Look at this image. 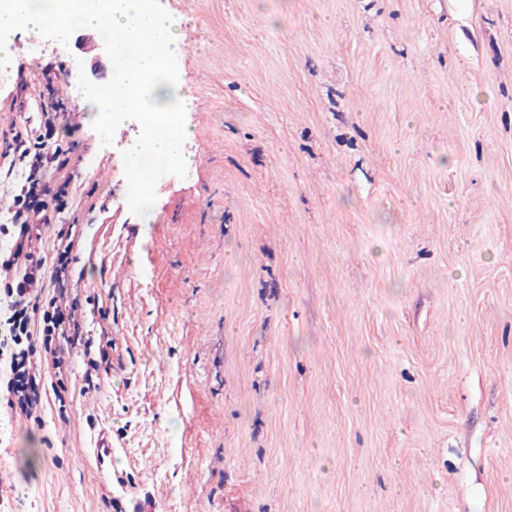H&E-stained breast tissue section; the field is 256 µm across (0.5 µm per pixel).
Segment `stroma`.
Returning <instances> with one entry per match:
<instances>
[{
	"label": "stroma",
	"mask_w": 512,
	"mask_h": 512,
	"mask_svg": "<svg viewBox=\"0 0 512 512\" xmlns=\"http://www.w3.org/2000/svg\"><path fill=\"white\" fill-rule=\"evenodd\" d=\"M156 6L194 136L145 210L140 128L103 151L87 119L109 54L0 36V135L62 114L31 247L79 239L87 329L40 421L0 394V512H512V0ZM91 453L98 468L112 465V438L109 431L101 429L92 439Z\"/></svg>",
	"instance_id": "1"
}]
</instances>
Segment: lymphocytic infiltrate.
I'll return each instance as SVG.
<instances>
[{"instance_id": "obj_1", "label": "lymphocytic infiltrate", "mask_w": 512, "mask_h": 512, "mask_svg": "<svg viewBox=\"0 0 512 512\" xmlns=\"http://www.w3.org/2000/svg\"><path fill=\"white\" fill-rule=\"evenodd\" d=\"M59 112L42 110L40 133L31 127L13 131L9 152L26 163V175L15 198V208L0 233L16 228L18 236L0 266L13 270L11 279L0 281V358L8 360L5 374L7 405L25 417L40 410L43 394L34 365L38 349H50L55 337L74 341L80 338L82 325L75 311L53 309L41 311L40 296L35 289L42 276H49L53 287L66 286L64 266L46 270L45 261L29 251L33 230L50 223L64 206L65 186L51 187L44 176L48 168L64 169L68 151L55 137Z\"/></svg>"}]
</instances>
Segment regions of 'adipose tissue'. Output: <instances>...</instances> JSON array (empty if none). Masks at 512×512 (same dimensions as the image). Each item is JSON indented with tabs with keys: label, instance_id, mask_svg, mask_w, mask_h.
Returning <instances> with one entry per match:
<instances>
[{
	"label": "adipose tissue",
	"instance_id": "adipose-tissue-1",
	"mask_svg": "<svg viewBox=\"0 0 512 512\" xmlns=\"http://www.w3.org/2000/svg\"><path fill=\"white\" fill-rule=\"evenodd\" d=\"M77 22L111 36L112 70L125 76L120 96L92 106L93 119L104 130H111L117 121L140 126L150 113L180 110L187 87L169 76L170 62L180 55L182 46L171 16L145 9L142 0H110L108 16L87 12ZM192 137V130L183 125L174 133L164 130L132 140L126 149L131 170L152 177L157 163L185 160L184 145Z\"/></svg>",
	"mask_w": 512,
	"mask_h": 512
}]
</instances>
